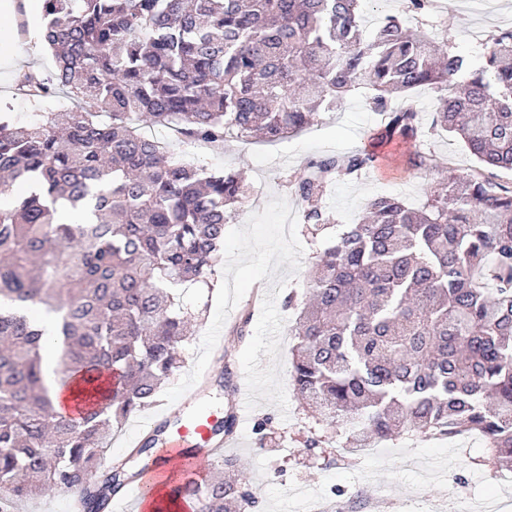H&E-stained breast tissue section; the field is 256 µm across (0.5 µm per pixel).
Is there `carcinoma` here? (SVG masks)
Listing matches in <instances>:
<instances>
[{
	"label": "carcinoma",
	"mask_w": 512,
	"mask_h": 512,
	"mask_svg": "<svg viewBox=\"0 0 512 512\" xmlns=\"http://www.w3.org/2000/svg\"><path fill=\"white\" fill-rule=\"evenodd\" d=\"M47 80L26 72L33 99L64 92L76 105L26 128L0 117V512L49 490L81 492L103 512L121 471L100 454L112 423L151 406L180 368L188 310L175 290L211 286L224 225L250 193L231 171L178 163L128 118L191 141H275L318 113L368 91L389 113V137L421 142L432 129L463 141L476 166L418 206L396 196L332 240L309 274L310 299L293 336L290 382L308 408L345 423L346 443L405 432H475L512 471V29L485 64L424 26L389 15L363 33L361 0H43ZM429 86L432 123L391 96ZM375 155L309 160L289 176L298 223L316 238L334 223V183ZM89 212L61 224L58 207ZM57 317L49 336L35 319ZM61 388L107 406L60 412L45 384L51 348ZM136 450L157 452L158 432ZM193 490L197 512H247L255 503L237 458Z\"/></svg>",
	"instance_id": "carcinoma-1"
}]
</instances>
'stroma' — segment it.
Returning <instances> with one entry per match:
<instances>
[{
  "mask_svg": "<svg viewBox=\"0 0 512 512\" xmlns=\"http://www.w3.org/2000/svg\"><path fill=\"white\" fill-rule=\"evenodd\" d=\"M493 13L470 10V0H432L424 23L448 37L456 51L473 65H481L494 37L512 27V0H495ZM0 24V109L8 112L18 126L34 122L44 112L69 106L65 96L31 102L17 83L27 69L50 74L54 68L50 53L37 44L35 34L19 36L16 16L5 13ZM384 118L374 112L365 97L356 93L330 112L320 113L317 122L303 131L274 142H246L228 136L220 150L194 147L184 137H173L167 128L144 123L142 132L161 140L166 151L187 165L242 173L252 196L233 220L241 227L252 212L262 211L275 196L285 197L292 209L300 203L286 183L307 160L361 150L377 156L378 168L358 179L337 183L325 206L342 224L359 221L366 203L377 196H399L420 203L444 179L466 171L473 158L463 142L448 135H436L424 144L436 158L430 169H417L408 162L413 145L382 136ZM214 292L189 286L181 298L195 314L193 336L184 344L180 370L169 379L177 384L193 368L196 352L214 314ZM259 316L251 296H244L230 312L223 328L224 358L232 369L230 386L210 387L212 409L226 411L235 398L236 382L243 377L239 357L253 335L246 327L236 335L234 327L243 313ZM288 406L279 409L263 402L253 409L237 429L238 444L231 448L250 479L251 491L259 503L258 512H312L316 503L332 505L334 512H401L402 504L419 512H486L489 499L512 496V473L500 475L483 445L457 436L450 439L424 435H402L379 448L349 451L343 425L318 420L294 391H287ZM266 420L264 435L254 426ZM319 446L308 451L307 440Z\"/></svg>",
  "mask_w": 512,
  "mask_h": 512,
  "instance_id": "stroma-1",
  "label": "stroma"
}]
</instances>
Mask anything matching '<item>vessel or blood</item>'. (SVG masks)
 Instances as JSON below:
<instances>
[{
    "label": "vessel or blood",
    "instance_id": "vessel-or-blood-1",
    "mask_svg": "<svg viewBox=\"0 0 512 512\" xmlns=\"http://www.w3.org/2000/svg\"><path fill=\"white\" fill-rule=\"evenodd\" d=\"M168 425L163 444L144 473L124 483L121 494L111 500L112 507L130 505L132 512H148L162 497L183 496L199 483L204 466L224 446V433L216 427L212 410L189 408L179 399L165 409Z\"/></svg>",
    "mask_w": 512,
    "mask_h": 512
}]
</instances>
